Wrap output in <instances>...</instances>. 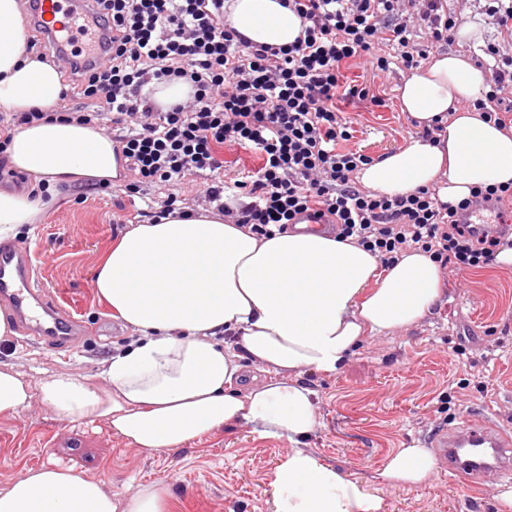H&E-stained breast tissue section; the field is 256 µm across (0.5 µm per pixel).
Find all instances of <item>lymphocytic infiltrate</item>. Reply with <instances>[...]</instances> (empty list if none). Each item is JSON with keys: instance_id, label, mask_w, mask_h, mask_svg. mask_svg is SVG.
<instances>
[{"instance_id": "obj_1", "label": "lymphocytic infiltrate", "mask_w": 512, "mask_h": 512, "mask_svg": "<svg viewBox=\"0 0 512 512\" xmlns=\"http://www.w3.org/2000/svg\"><path fill=\"white\" fill-rule=\"evenodd\" d=\"M106 19L93 54L68 60L81 105L59 119L81 125L123 126L116 149L132 182L123 191L215 175L205 189L235 223L269 237L297 224L329 225L337 239L354 240L390 263L406 249L429 253L440 266L469 271L488 265L511 232H476L464 217L475 207L512 201V185L472 188L454 205L430 189L389 198L353 179L369 156L343 148L351 134L337 99H368L343 80L341 67L362 60L372 69L416 70L427 51L448 42L456 26L447 0H283L302 19L304 35L285 47L247 44L224 21L225 0H96ZM497 28L482 51L490 57L491 89L475 108L500 128L512 127V0H488ZM426 43L415 38L417 26ZM183 81L185 101L160 107L151 82ZM257 155V168L223 178L224 150ZM247 196L231 209L225 193Z\"/></svg>"}]
</instances>
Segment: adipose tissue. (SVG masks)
Listing matches in <instances>:
<instances>
[{
    "instance_id": "1",
    "label": "adipose tissue",
    "mask_w": 512,
    "mask_h": 512,
    "mask_svg": "<svg viewBox=\"0 0 512 512\" xmlns=\"http://www.w3.org/2000/svg\"><path fill=\"white\" fill-rule=\"evenodd\" d=\"M227 21L256 45L286 46L300 19L280 0H230ZM489 73L462 51L431 55L397 91L416 129L434 140L361 166L363 188L388 197L419 188L454 204L472 187L512 183V129L486 121L473 102ZM64 93L53 63L26 51L18 0H0V112L46 111ZM6 159L49 186L109 183L123 169L110 135L94 125L41 120L12 132ZM47 201L0 190V239L40 223ZM94 288L133 334L106 362L104 387L69 373L40 385L66 417L102 416L137 447L180 448L241 422L291 447L274 470L271 512H383L381 498L325 463L304 441L317 426L305 375L340 372L366 336L418 324L444 293V272L421 250L392 266L318 229L262 237L213 209L131 225L95 269ZM252 363L262 380L245 382ZM29 381L0 368V417L32 398ZM428 448L389 453L380 472L401 487L426 482ZM0 512H166L163 490L122 500L100 482L50 466L28 469L0 491Z\"/></svg>"
}]
</instances>
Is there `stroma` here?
Masks as SVG:
<instances>
[{"label":"stroma","instance_id":"stroma-1","mask_svg":"<svg viewBox=\"0 0 512 512\" xmlns=\"http://www.w3.org/2000/svg\"><path fill=\"white\" fill-rule=\"evenodd\" d=\"M342 72L348 84L371 94L339 104L351 133L346 148L375 158L405 144L414 127L399 109L402 70L373 72L351 61ZM375 96L382 105L372 104ZM209 180L199 176L193 191L180 184L131 197L76 186L41 223L23 225L16 244L37 258L41 281L82 320L86 335L60 354L11 336L0 342V367L13 368L35 387L61 372L101 384L102 361L126 346L131 332L97 297V260L139 223L151 200L173 192L190 209L207 206L201 188ZM305 381L318 407L307 448L380 497L384 512H497V497L512 480L496 473H487L475 493L463 476L440 470L414 487L390 485L378 472L393 449L430 444L433 434L467 417L512 431V272L491 265L447 271L442 300L420 323L366 338L340 373L311 374ZM288 448L287 439L263 438L235 423L183 448L147 451L116 434L106 418L60 416L36 394L17 416L0 418V489L27 468L44 465L99 481L124 498L150 485L165 489L168 512H271L270 482Z\"/></svg>","mask_w":512,"mask_h":512}]
</instances>
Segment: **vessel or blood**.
I'll return each instance as SVG.
<instances>
[{
  "label": "vessel or blood",
  "instance_id": "1",
  "mask_svg": "<svg viewBox=\"0 0 512 512\" xmlns=\"http://www.w3.org/2000/svg\"><path fill=\"white\" fill-rule=\"evenodd\" d=\"M92 0H38L36 15L59 47L76 49L88 37L100 36L91 21ZM0 306L9 310L20 330L58 351L74 348L84 334L80 320L65 312L45 290L29 250L0 245ZM441 464L449 473H469L479 487L486 470L512 477V433L488 420H469L433 435Z\"/></svg>",
  "mask_w": 512,
  "mask_h": 512
}]
</instances>
